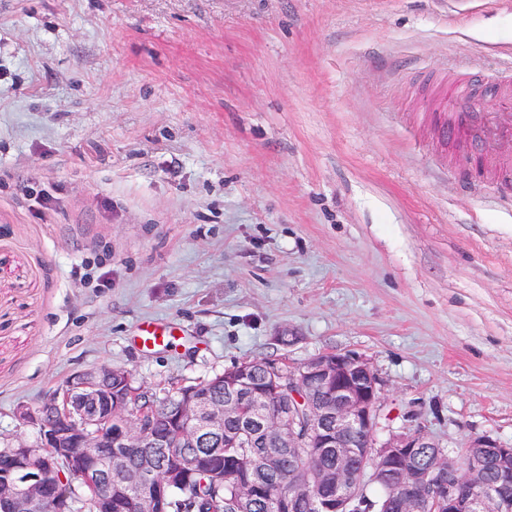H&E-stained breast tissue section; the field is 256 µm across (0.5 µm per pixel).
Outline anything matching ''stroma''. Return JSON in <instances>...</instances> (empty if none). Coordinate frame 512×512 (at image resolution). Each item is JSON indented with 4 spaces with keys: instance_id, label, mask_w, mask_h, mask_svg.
<instances>
[{
    "instance_id": "35a3bbf8",
    "label": "stroma",
    "mask_w": 512,
    "mask_h": 512,
    "mask_svg": "<svg viewBox=\"0 0 512 512\" xmlns=\"http://www.w3.org/2000/svg\"><path fill=\"white\" fill-rule=\"evenodd\" d=\"M511 70L512 0H0V446L80 371L353 351L377 442L511 448L512 140L440 110ZM139 329L142 343L147 347L165 346L175 336V328L170 323H147Z\"/></svg>"
}]
</instances>
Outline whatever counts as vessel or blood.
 <instances>
[{
	"instance_id": "1",
	"label": "vessel or blood",
	"mask_w": 512,
	"mask_h": 512,
	"mask_svg": "<svg viewBox=\"0 0 512 512\" xmlns=\"http://www.w3.org/2000/svg\"><path fill=\"white\" fill-rule=\"evenodd\" d=\"M451 102L457 114L454 133L479 130L488 137L512 135V89H500L501 109L497 112L483 111L474 87L467 83L455 84ZM140 330L142 343L148 347L167 345L175 334L174 327L168 323H147Z\"/></svg>"
}]
</instances>
